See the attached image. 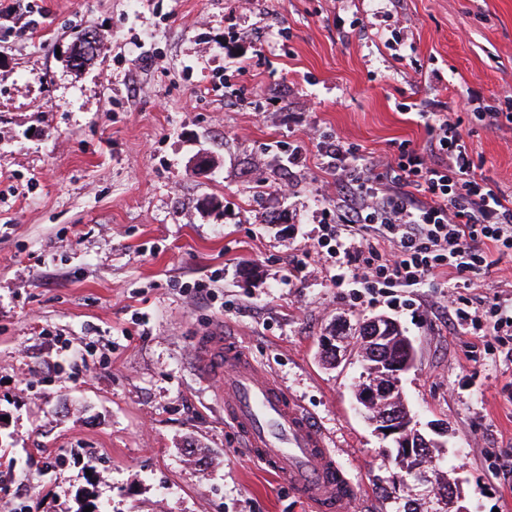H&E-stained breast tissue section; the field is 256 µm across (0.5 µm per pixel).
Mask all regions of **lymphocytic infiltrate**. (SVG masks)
Masks as SVG:
<instances>
[{
	"label": "lymphocytic infiltrate",
	"mask_w": 512,
	"mask_h": 512,
	"mask_svg": "<svg viewBox=\"0 0 512 512\" xmlns=\"http://www.w3.org/2000/svg\"><path fill=\"white\" fill-rule=\"evenodd\" d=\"M426 149L400 144L393 161L361 164L345 141L322 154L336 173L338 220L322 225L318 248L333 261V285L352 300L422 288L447 276L448 324L456 334L505 348L512 359V303L463 296L488 274L495 256L512 254V200L495 192L468 151L459 122L421 112Z\"/></svg>",
	"instance_id": "f902f5d3"
}]
</instances>
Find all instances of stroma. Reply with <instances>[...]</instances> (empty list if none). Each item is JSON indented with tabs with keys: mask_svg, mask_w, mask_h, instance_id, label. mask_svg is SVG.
Listing matches in <instances>:
<instances>
[{
	"mask_svg": "<svg viewBox=\"0 0 512 512\" xmlns=\"http://www.w3.org/2000/svg\"><path fill=\"white\" fill-rule=\"evenodd\" d=\"M87 29L101 50L70 68ZM472 96L512 113V0H0V507L307 512L201 381L220 325L332 437L349 512H444L443 478L512 512V361L429 313L441 289L356 305L306 254L336 209L315 128L372 164L425 147L405 106L443 113L512 199V122ZM378 316L414 344L420 431L448 428L420 481L358 412L360 364L320 358Z\"/></svg>",
	"mask_w": 512,
	"mask_h": 512,
	"instance_id": "1",
	"label": "stroma"
}]
</instances>
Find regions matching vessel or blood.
I'll use <instances>...</instances> for the list:
<instances>
[{
	"label": "vessel or blood",
	"mask_w": 512,
	"mask_h": 512,
	"mask_svg": "<svg viewBox=\"0 0 512 512\" xmlns=\"http://www.w3.org/2000/svg\"><path fill=\"white\" fill-rule=\"evenodd\" d=\"M195 364L223 401L224 417L240 433L248 454L287 483L311 512H345L354 487L320 424L275 379L262 374L223 327L198 336Z\"/></svg>",
	"instance_id": "b4317fda"
}]
</instances>
